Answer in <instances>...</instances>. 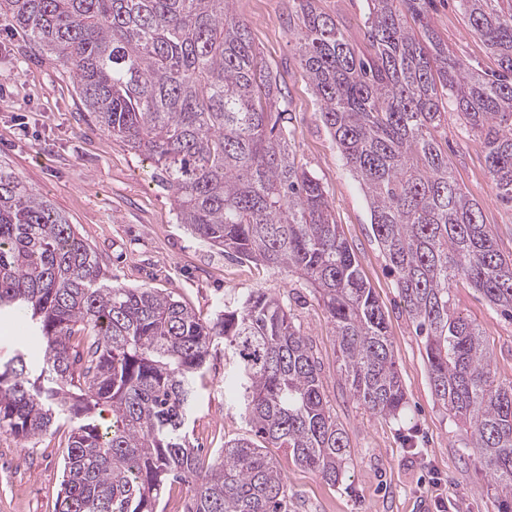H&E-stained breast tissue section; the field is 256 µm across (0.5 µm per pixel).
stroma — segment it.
I'll return each instance as SVG.
<instances>
[{"label": "stroma", "instance_id": "35a3bbf8", "mask_svg": "<svg viewBox=\"0 0 512 512\" xmlns=\"http://www.w3.org/2000/svg\"><path fill=\"white\" fill-rule=\"evenodd\" d=\"M347 41L366 50L365 0H320ZM291 112L298 158L325 186L343 238L383 308L407 414L385 420L365 410L339 372L327 314L297 277L240 263L204 245L176 221L168 192L150 161L102 132L72 81L51 57L24 46L0 21V166L32 187L91 244L113 284L158 288L212 319L218 306L260 289L290 306L313 347L327 404L348 434L351 462L337 484L274 454L288 484V512H498L489 479L465 447L466 434L435 401L424 344L404 310L395 280L373 238L365 194L322 124L320 105L300 68L288 32V0H235ZM428 15L438 39L474 68L494 74L496 55L474 35L459 0H432ZM448 165L475 199L499 249L512 255V206L496 197L485 153L456 120L442 131ZM457 313L483 332L497 382H512V319L466 281L454 287ZM23 342L40 362L43 341L21 317L0 318V357ZM230 352L212 350L190 424L193 445L210 451L247 435L249 427L224 389ZM66 438L58 433L23 445L0 434V512H55Z\"/></svg>", "mask_w": 512, "mask_h": 512}]
</instances>
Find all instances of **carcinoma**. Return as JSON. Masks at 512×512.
Instances as JSON below:
<instances>
[{"mask_svg": "<svg viewBox=\"0 0 512 512\" xmlns=\"http://www.w3.org/2000/svg\"><path fill=\"white\" fill-rule=\"evenodd\" d=\"M318 0H288V31L408 318L424 337L436 402L466 432L500 512H512V383L495 381L482 331L457 315L465 279L512 318V257L458 186L436 134L444 103L482 146L512 203V0H459L501 71L480 73L427 21L429 0H367L357 51ZM234 0H0V20L52 57L99 129L155 167L177 223L240 261L295 275L327 312L339 369L372 414L407 401L385 314L342 237L328 193L298 159L280 86ZM24 316L42 362L0 358V433L23 443L73 424L58 512H156L188 486L185 512H285L271 448L336 484L346 431L321 391L291 310L257 289L202 321L172 294L113 286L100 259L36 190L0 169V314ZM251 436L210 461L189 440L213 344Z\"/></svg>", "mask_w": 512, "mask_h": 512, "instance_id": "1", "label": "carcinoma"}]
</instances>
